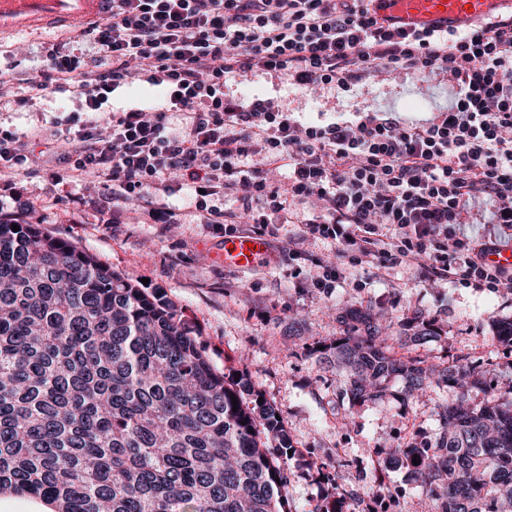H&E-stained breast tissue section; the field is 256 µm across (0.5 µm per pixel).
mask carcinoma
Returning a JSON list of instances; mask_svg holds the SVG:
<instances>
[{
    "instance_id": "cac0c4a2",
    "label": "carcinoma",
    "mask_w": 512,
    "mask_h": 512,
    "mask_svg": "<svg viewBox=\"0 0 512 512\" xmlns=\"http://www.w3.org/2000/svg\"><path fill=\"white\" fill-rule=\"evenodd\" d=\"M0 218V496L38 498L52 512H286L279 414L243 377L229 381L175 306L96 257ZM336 340L314 347L348 368L349 394L377 399L392 377L413 392L453 394L431 443L402 449L442 512L512 506V400L466 355L446 373L391 353L378 314L354 308ZM416 342L439 335L418 311ZM512 348V319L494 324ZM238 409H233V406Z\"/></svg>"
}]
</instances>
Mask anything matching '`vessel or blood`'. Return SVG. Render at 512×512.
Returning <instances> with one entry per match:
<instances>
[{
    "label": "vessel or blood",
    "mask_w": 512,
    "mask_h": 512,
    "mask_svg": "<svg viewBox=\"0 0 512 512\" xmlns=\"http://www.w3.org/2000/svg\"><path fill=\"white\" fill-rule=\"evenodd\" d=\"M112 0H0V34L19 33L28 27L58 20L104 21ZM378 23L400 30L422 28L468 31L512 15V0H374ZM224 265L251 270L273 255L270 240L250 234L225 238Z\"/></svg>",
    "instance_id": "vessel-or-blood-1"
}]
</instances>
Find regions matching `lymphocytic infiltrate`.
<instances>
[{"instance_id":"lymphocytic-infiltrate-1","label":"lymphocytic infiltrate","mask_w":512,"mask_h":512,"mask_svg":"<svg viewBox=\"0 0 512 512\" xmlns=\"http://www.w3.org/2000/svg\"><path fill=\"white\" fill-rule=\"evenodd\" d=\"M371 2L112 0L111 18L76 34L88 51L48 47L17 103L73 102L47 149L72 176L96 179L113 223L132 204L151 223H180L167 198L185 190L214 232L286 240L297 262L309 259L307 241L333 245L310 288L330 293L361 270L416 263L432 279L512 288V267L492 259L500 234L462 230L476 205L512 230V17L408 33L376 25ZM437 70L454 97L423 123L378 112L304 123L273 99L224 92L250 75L333 95L378 73ZM137 81L161 99L110 108ZM35 161L27 135L0 129V180ZM297 214L299 231L282 238Z\"/></svg>"}]
</instances>
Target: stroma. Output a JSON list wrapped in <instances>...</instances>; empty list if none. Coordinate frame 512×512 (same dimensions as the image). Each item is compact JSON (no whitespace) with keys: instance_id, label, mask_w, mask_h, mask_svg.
Segmentation results:
<instances>
[{"instance_id":"stroma-1","label":"stroma","mask_w":512,"mask_h":512,"mask_svg":"<svg viewBox=\"0 0 512 512\" xmlns=\"http://www.w3.org/2000/svg\"><path fill=\"white\" fill-rule=\"evenodd\" d=\"M68 35L61 26L0 40V53L15 66L16 94H24V80L40 66L44 47ZM224 91L276 99L306 122L323 112L349 118L367 111L422 121L446 107L449 96L446 76L403 73L377 75L335 97L292 89L264 75L228 81ZM57 107L52 99L27 107L0 103V126L46 138L54 131ZM169 202L181 208V223H146L133 205L125 223L113 224L110 197L72 179L64 167L51 175L39 162L16 187L0 182V218L40 223L48 235L94 255L133 283L148 279L150 288L200 330L199 342L213 366L247 378L277 410L293 446L286 460L288 512H321L325 495L334 492L342 496L343 512H363L364 501L352 492L377 477L386 492L377 497L375 512H438L437 502L390 451L436 432L448 388L408 398L404 380L397 378L382 398L355 403L345 392L344 371L316 362L308 351L340 335L349 309L373 308L382 324L394 326L421 310L435 318L440 336L421 345L401 337L393 344L395 356L440 370L453 355H468L505 393L512 389V351L493 342L492 322L512 317V293L432 282L419 268L396 266L364 271L327 295L299 287L284 252L249 272L228 269L220 251L223 236L196 224L185 195Z\"/></svg>"}]
</instances>
